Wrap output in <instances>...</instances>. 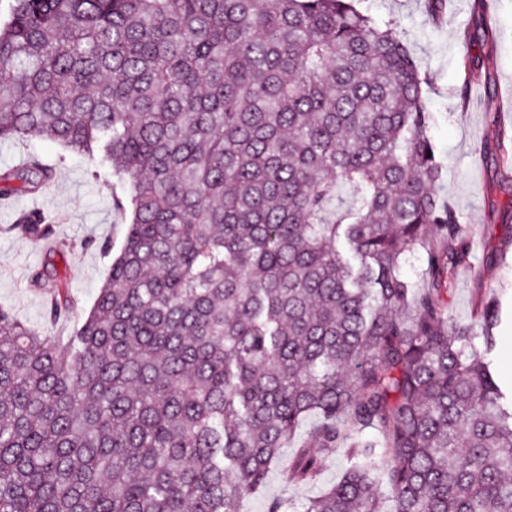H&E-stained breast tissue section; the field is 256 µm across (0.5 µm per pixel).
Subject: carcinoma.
I'll return each mask as SVG.
<instances>
[{"label": "carcinoma", "instance_id": "carcinoma-1", "mask_svg": "<svg viewBox=\"0 0 512 512\" xmlns=\"http://www.w3.org/2000/svg\"><path fill=\"white\" fill-rule=\"evenodd\" d=\"M359 5L13 0L0 142L82 154L128 226L66 345L0 305V512H243L310 415L284 482L346 464L297 512H512L500 308L448 316L469 250L431 87ZM52 176L0 170V199ZM32 282L69 312L57 269ZM318 422L316 417H310L304 421L289 443L288 448L283 449L282 463L284 465H288L294 459L299 448L306 446L308 433Z\"/></svg>", "mask_w": 512, "mask_h": 512}]
</instances>
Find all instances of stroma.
<instances>
[{"mask_svg":"<svg viewBox=\"0 0 512 512\" xmlns=\"http://www.w3.org/2000/svg\"><path fill=\"white\" fill-rule=\"evenodd\" d=\"M373 16L393 21L411 49L422 77L433 91L427 108L435 123L431 134L446 168L439 192L461 217L471 248L469 267L460 269L444 295L451 318L467 322L478 304L496 296L501 306V342L494 358L504 387H512V173L498 142L512 143V0H448V17L435 24L426 0H363ZM490 23L494 39L475 37ZM34 155L55 167L56 175L37 195L0 200V304L21 320L45 330L52 340L69 336L75 318L86 315L106 279L111 259L100 243L120 248L124 217L112 207L105 177H93L87 161L49 140L0 143V168ZM51 215L52 237L70 245L61 255L48 254L44 242L11 232L20 214ZM54 262L75 307L70 318L47 324L48 298L31 284L35 268ZM340 455L323 460L318 480L284 484L271 471L264 488L247 498L245 512H267L278 499L288 508L339 478Z\"/></svg>","mask_w":512,"mask_h":512,"instance_id":"35a3bbf8","label":"stroma"}]
</instances>
